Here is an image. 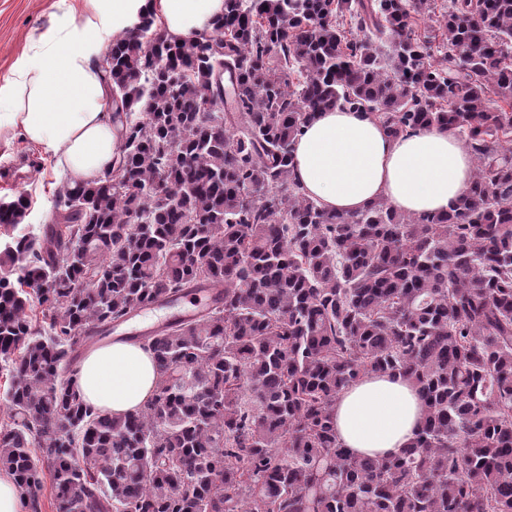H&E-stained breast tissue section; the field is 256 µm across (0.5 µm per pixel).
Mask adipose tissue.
<instances>
[{
	"instance_id": "obj_1",
	"label": "adipose tissue",
	"mask_w": 512,
	"mask_h": 512,
	"mask_svg": "<svg viewBox=\"0 0 512 512\" xmlns=\"http://www.w3.org/2000/svg\"><path fill=\"white\" fill-rule=\"evenodd\" d=\"M154 12L169 37L210 30L224 0H79L31 36L10 76L0 80V134L20 131L54 158L71 183L100 176L118 153L108 86L96 62L109 39ZM474 173L470 150L436 128L390 136L368 112L317 113L295 144L293 176L305 194L338 212L386 199L412 214L444 213ZM84 400L114 415L136 411L153 394L152 354L137 344L89 351L79 366ZM423 416L415 387L400 376L367 375L335 403L336 436L357 454L398 455Z\"/></svg>"
}]
</instances>
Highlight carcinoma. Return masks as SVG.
<instances>
[{
  "mask_svg": "<svg viewBox=\"0 0 512 512\" xmlns=\"http://www.w3.org/2000/svg\"><path fill=\"white\" fill-rule=\"evenodd\" d=\"M101 69L112 167L63 185L38 233L26 196L0 203V472L26 512L46 473L55 512H512V0H224L190 41L144 18ZM336 106L463 138L456 205L307 197L295 141ZM209 287L126 338L157 373L141 410L85 402L79 340ZM370 374L424 403L397 457L336 438V397ZM216 293L217 290L207 288L193 295V298H183L168 303L152 304L143 307L132 313L127 322L124 323L129 328L127 335L134 336L148 334L159 329L167 321L194 317L211 304ZM159 310L166 312V320L162 324L153 323L151 320L156 311Z\"/></svg>",
  "mask_w": 512,
  "mask_h": 512,
  "instance_id": "1",
  "label": "carcinoma"
}]
</instances>
